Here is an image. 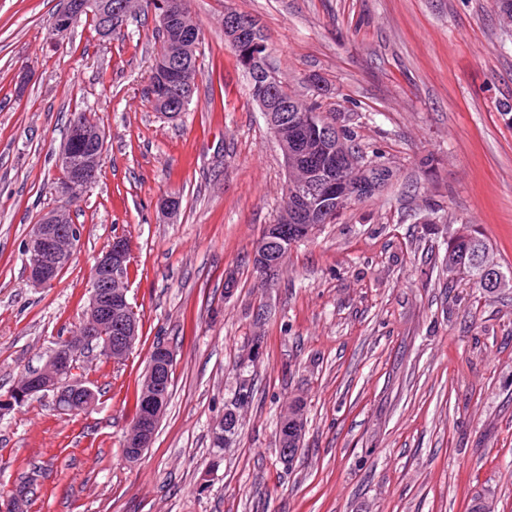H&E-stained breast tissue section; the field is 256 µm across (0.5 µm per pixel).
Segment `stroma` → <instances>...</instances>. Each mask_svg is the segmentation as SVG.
I'll return each instance as SVG.
<instances>
[{
	"label": "stroma",
	"mask_w": 512,
	"mask_h": 512,
	"mask_svg": "<svg viewBox=\"0 0 512 512\" xmlns=\"http://www.w3.org/2000/svg\"><path fill=\"white\" fill-rule=\"evenodd\" d=\"M61 2L0 0V396L76 330L116 233L141 339L122 363L77 362L93 411L37 395L0 413V490L34 475L28 512H467L489 490L512 512V287L486 297L446 263L473 224L512 272V24L496 0H189L199 80L175 120L143 95L153 10L109 38L84 23L58 38ZM228 10L258 22L289 93L393 172L267 279L252 256L287 172L224 38ZM81 109L106 130L104 160L72 208L73 263L35 288L23 243L57 204L54 155ZM168 192L172 220L156 208ZM159 342L175 354L171 398L129 464L127 400ZM241 375L255 397L218 449ZM296 397L307 430L287 466L275 432Z\"/></svg>",
	"instance_id": "stroma-1"
}]
</instances>
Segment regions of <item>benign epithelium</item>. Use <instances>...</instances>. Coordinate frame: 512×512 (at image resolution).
<instances>
[{
	"label": "benign epithelium",
	"mask_w": 512,
	"mask_h": 512,
	"mask_svg": "<svg viewBox=\"0 0 512 512\" xmlns=\"http://www.w3.org/2000/svg\"><path fill=\"white\" fill-rule=\"evenodd\" d=\"M97 13L104 31H112L111 21L125 15L124 0H64L51 31L62 34L70 30L84 13ZM163 26L174 34L172 51L155 62L158 79L147 86V98L151 105L169 118H177L187 101L193 96L194 86L183 80L187 66L186 51L196 48L200 31L188 8L174 13L168 9L159 17ZM224 29L229 40L240 48L247 73L256 76L263 92L257 102L282 151L288 173L303 164L307 168L306 179L290 185L298 207L282 214L265 226L262 237L254 250L253 263L257 268L271 273L278 269L290 247L300 239L310 236L314 224L297 223L298 214L315 213L321 201L338 195L336 210L341 211L355 201L364 198L360 191L369 187L350 185L349 179L334 175L336 165L335 131L338 127L324 120L317 113L296 115L286 99H275L273 94L279 83L275 71L259 53L262 43L257 39L259 26L251 18L228 11L224 13ZM106 133L88 112H79L72 119L68 139L55 156L59 171L54 192L60 204L44 213L31 226L23 244L28 279L34 285L47 287L57 281L70 266L82 228L70 219L71 205L80 200L96 180L101 169ZM162 217H175L181 207V199L173 194L162 196L157 202ZM130 250L127 239L116 234L95 259L90 275L89 302L86 318L78 336L64 339L47 361V368L28 376L15 387L3 406L22 403L37 394L52 393L56 401L63 402L69 413H87L97 405V393L81 379L73 377L72 366L81 347L96 337L105 339L102 352L114 361L125 359L139 342V325L133 315V307L127 298L125 271L130 269ZM173 351L159 344L144 374L141 399L143 409L133 417L129 431L123 440L121 455L128 463L139 462L150 446L160 419L164 414L163 398L169 384V367ZM247 378L236 383V395L224 408V418L218 426L224 429V442H229L238 432V406L250 394ZM306 431V420L300 415L281 420L278 445L280 460L290 466L299 453V446ZM0 512H26V496L15 487L0 497Z\"/></svg>",
	"instance_id": "7a95c632"
}]
</instances>
